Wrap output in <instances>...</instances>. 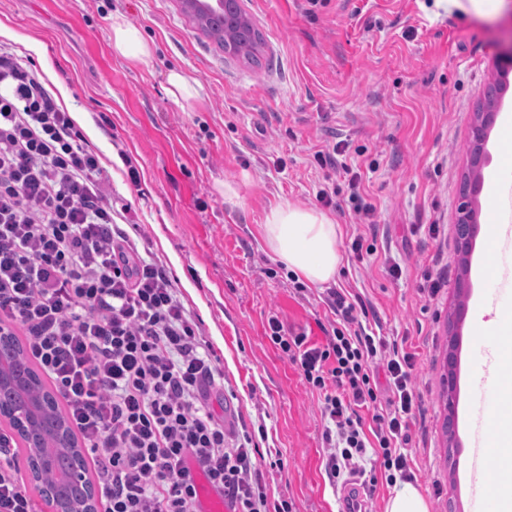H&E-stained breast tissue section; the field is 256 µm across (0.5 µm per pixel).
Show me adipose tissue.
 Listing matches in <instances>:
<instances>
[{
	"label": "adipose tissue",
	"instance_id": "adipose-tissue-1",
	"mask_svg": "<svg viewBox=\"0 0 512 512\" xmlns=\"http://www.w3.org/2000/svg\"><path fill=\"white\" fill-rule=\"evenodd\" d=\"M264 240L269 251L285 269L315 285L332 281L343 263L338 225L327 215L280 204L269 209L263 224ZM484 308L474 310L478 334L494 336L505 357L497 364L495 376L509 395L507 412L512 415V308L500 309L492 322H484ZM488 451L500 472L498 489L491 496L496 512H512V496H502L503 486H512V427L497 430L489 439Z\"/></svg>",
	"mask_w": 512,
	"mask_h": 512
}]
</instances>
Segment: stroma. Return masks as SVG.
<instances>
[{
	"instance_id": "obj_1",
	"label": "stroma",
	"mask_w": 512,
	"mask_h": 512,
	"mask_svg": "<svg viewBox=\"0 0 512 512\" xmlns=\"http://www.w3.org/2000/svg\"><path fill=\"white\" fill-rule=\"evenodd\" d=\"M264 37L259 64L224 54L177 0H0V47L32 69L100 156L116 223L136 224L178 283L211 342L234 397L212 393L217 415L264 425L261 450L284 466L264 469L272 500L293 512H341L344 490L324 474L320 396L266 336L267 321L322 339L331 314L327 287L298 291L264 243L271 207L323 210L341 230L343 264L331 286L359 296V322L416 353L422 410L407 452L415 489L429 512H472V499L498 477L474 472L479 432L512 420L472 407L479 368L472 309L491 271L487 224L512 225V209L489 213L487 184L512 170V68L494 58L512 39V0H488L478 18L436 0H242ZM123 17L151 46L150 58L112 49V19ZM200 83L178 101L167 74ZM502 85L484 151L483 191L469 200L479 231L471 269L462 271L456 222L469 166L470 128L490 84ZM344 150L345 169L320 166L317 151ZM140 175L131 184L129 168ZM234 185L241 203L224 201ZM335 199L323 207L320 194ZM373 206L372 218L357 212ZM438 225L431 235L430 225ZM363 261H356L353 243ZM399 262L402 273L388 267ZM444 272L436 298L425 272ZM457 327L454 365L446 363L448 317ZM455 377L453 398L443 380ZM455 437H447V419Z\"/></svg>"
}]
</instances>
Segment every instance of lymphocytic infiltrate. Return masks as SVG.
I'll use <instances>...</instances> for the list:
<instances>
[{
  "mask_svg": "<svg viewBox=\"0 0 512 512\" xmlns=\"http://www.w3.org/2000/svg\"><path fill=\"white\" fill-rule=\"evenodd\" d=\"M98 153L36 73L0 49V330L26 338L88 448L101 512H200L198 478L230 512L270 501L255 431L208 406L223 390L212 344L163 262L115 224ZM322 341L268 320L267 336L320 392L329 484L373 455L387 483L414 481L404 448L420 412L416 356L358 325L360 297H323ZM0 429V512H34Z\"/></svg>",
  "mask_w": 512,
  "mask_h": 512,
  "instance_id": "f902f5d3",
  "label": "lymphocytic infiltrate"
}]
</instances>
